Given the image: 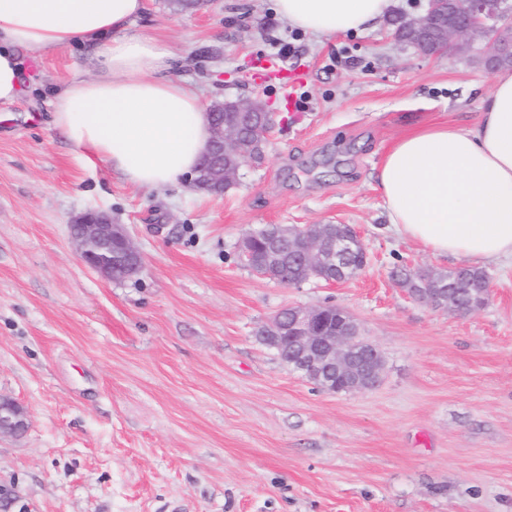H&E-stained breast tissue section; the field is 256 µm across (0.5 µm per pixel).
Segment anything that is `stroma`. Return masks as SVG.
Here are the masks:
<instances>
[{"label": "stroma", "instance_id": "stroma-1", "mask_svg": "<svg viewBox=\"0 0 512 512\" xmlns=\"http://www.w3.org/2000/svg\"><path fill=\"white\" fill-rule=\"evenodd\" d=\"M146 3L129 32L173 54L172 77L206 106L260 101L275 128L224 195L136 188L51 124V94L96 74L88 47L25 60L0 104V397L28 428L0 437V512H512V261L488 265L477 313L412 301L393 267L452 264L389 229L375 178L407 132L474 122L493 82L477 53L393 39L428 0L333 37L295 32L274 0ZM279 40L301 50L286 88L253 71ZM89 209L126 225L138 276L81 263L69 224ZM336 222L366 245L355 277L288 287L238 259L248 231ZM325 304L382 351L377 388L323 391L255 337Z\"/></svg>", "mask_w": 512, "mask_h": 512}]
</instances>
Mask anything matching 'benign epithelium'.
<instances>
[{"label": "benign epithelium", "mask_w": 512, "mask_h": 512, "mask_svg": "<svg viewBox=\"0 0 512 512\" xmlns=\"http://www.w3.org/2000/svg\"><path fill=\"white\" fill-rule=\"evenodd\" d=\"M503 0H429L425 14L404 23L405 40L423 56L463 52L470 44L456 39L466 36L486 38L481 63L487 73L512 66V9L502 8ZM212 136L199 166L189 178L198 191L221 195L224 184L233 182L245 162L255 163L256 152L245 150L247 142L260 144L274 128L273 114L254 101L223 99L208 107ZM70 237L82 263L107 279L132 277L142 269L139 251L125 225L115 224L105 212L89 210L69 225ZM326 224L295 227L301 265L290 267L288 284L299 285L311 276L327 284L342 281L340 273L356 250L366 251L359 231L350 224L336 225V236L327 239ZM254 233L239 240L241 263L255 274L279 283L283 278L266 270L252 250ZM491 289L475 305L463 301L456 282L445 288H420L410 298L433 308L459 314L481 310ZM359 326L343 308L332 305L314 309L289 307L281 310L257 335L272 336L297 357L293 370L303 377L320 379L324 370L335 372L350 392L364 391L382 378L384 365L378 347L358 339ZM27 428L26 414L15 401L0 398V435H17Z\"/></svg>", "instance_id": "7a95c632"}]
</instances>
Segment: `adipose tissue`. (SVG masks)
<instances>
[{
	"label": "adipose tissue",
	"mask_w": 512,
	"mask_h": 512,
	"mask_svg": "<svg viewBox=\"0 0 512 512\" xmlns=\"http://www.w3.org/2000/svg\"><path fill=\"white\" fill-rule=\"evenodd\" d=\"M392 0H275L305 32L364 33ZM144 0H0V103L20 94L24 57L76 43L93 49L97 78L71 79L51 101L52 124L126 183L159 189L192 173L211 138L196 93L171 77L163 45L130 34ZM398 235L434 255L512 261V72L498 73L475 122L413 132L377 175Z\"/></svg>",
	"instance_id": "1"
}]
</instances>
